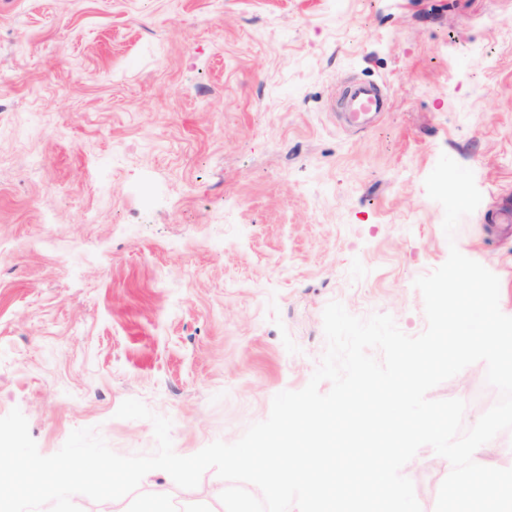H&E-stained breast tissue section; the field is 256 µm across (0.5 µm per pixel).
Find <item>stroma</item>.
<instances>
[{
  "label": "stroma",
  "instance_id": "obj_1",
  "mask_svg": "<svg viewBox=\"0 0 512 512\" xmlns=\"http://www.w3.org/2000/svg\"><path fill=\"white\" fill-rule=\"evenodd\" d=\"M385 84L364 130L348 80ZM482 201L447 240L424 180L440 155ZM512 0H0V416L42 455L93 428L122 456L238 440L326 349L332 301L427 327L413 282L450 246L500 281L512 316ZM474 363L428 399H499ZM402 469L422 512L447 476ZM207 470L179 512H225Z\"/></svg>",
  "mask_w": 512,
  "mask_h": 512
}]
</instances>
